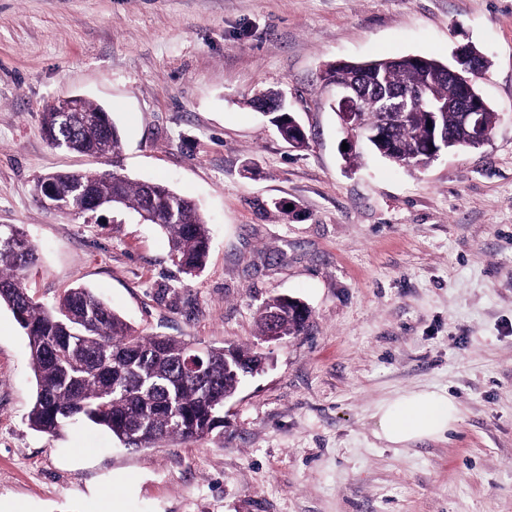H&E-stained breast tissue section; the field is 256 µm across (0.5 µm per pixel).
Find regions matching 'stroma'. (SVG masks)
<instances>
[{
    "instance_id": "1",
    "label": "stroma",
    "mask_w": 512,
    "mask_h": 512,
    "mask_svg": "<svg viewBox=\"0 0 512 512\" xmlns=\"http://www.w3.org/2000/svg\"><path fill=\"white\" fill-rule=\"evenodd\" d=\"M472 45L500 120L490 142L424 170L350 159L320 71L337 60ZM280 90L296 148L250 101ZM83 96L121 133L100 162L52 148L43 108ZM67 169L162 182L205 214V269L126 209L65 217L33 195ZM38 261L52 305L100 294L141 334L268 359L224 405V434L125 448L86 421L30 428L28 341L0 306V512H512V0H0V225ZM288 295L307 331L257 334ZM448 391L442 440L389 448L380 402Z\"/></svg>"
}]
</instances>
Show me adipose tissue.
Segmentation results:
<instances>
[{
    "label": "adipose tissue",
    "mask_w": 512,
    "mask_h": 512,
    "mask_svg": "<svg viewBox=\"0 0 512 512\" xmlns=\"http://www.w3.org/2000/svg\"><path fill=\"white\" fill-rule=\"evenodd\" d=\"M460 416L458 403L447 392L412 390L378 406L375 435L389 446L440 439L455 428Z\"/></svg>",
    "instance_id": "adipose-tissue-1"
}]
</instances>
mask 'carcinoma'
Here are the masks:
<instances>
[{
  "label": "carcinoma",
  "instance_id": "obj_1",
  "mask_svg": "<svg viewBox=\"0 0 512 512\" xmlns=\"http://www.w3.org/2000/svg\"><path fill=\"white\" fill-rule=\"evenodd\" d=\"M367 67L375 83L385 89L411 92L424 82L434 85L450 102L448 110L431 112L430 103L413 98L408 123L390 125L383 144L369 138L382 129L384 113L378 95L356 97L353 110L364 144L374 153L416 170L427 168L436 156L429 142L449 150L473 147L470 128L459 119L451 102L454 86L440 79L444 63L424 56L381 57L361 66L329 67L327 77L348 84ZM438 122L428 126V120ZM269 122L281 137L304 147L308 137L294 133L285 119ZM49 143L60 140L69 150L94 158L117 157L121 134L116 123L87 121L75 130L56 126L52 105L42 112ZM50 182L65 207L81 202L71 195L77 182L92 185L96 200L139 214L145 209L146 184L114 172L112 178L91 172H57L40 178ZM158 226L168 235L170 257L190 276L205 267L210 235L208 224L193 201L168 185L153 183ZM35 248L21 228L0 225V305L9 308L28 339L37 390L28 414L30 427L51 436L76 420L102 426L127 448H151L161 442L187 443L213 433H224V404L235 395L245 375L264 371L266 361L249 347H207L199 353L208 370L198 375L187 365V343L173 336H143L98 294L88 288H70L49 308L35 303L24 281L35 264ZM310 315L296 300L280 295L257 311L258 336H298ZM230 363L231 368L224 367Z\"/></svg>",
  "mask_w": 512,
  "mask_h": 512
}]
</instances>
